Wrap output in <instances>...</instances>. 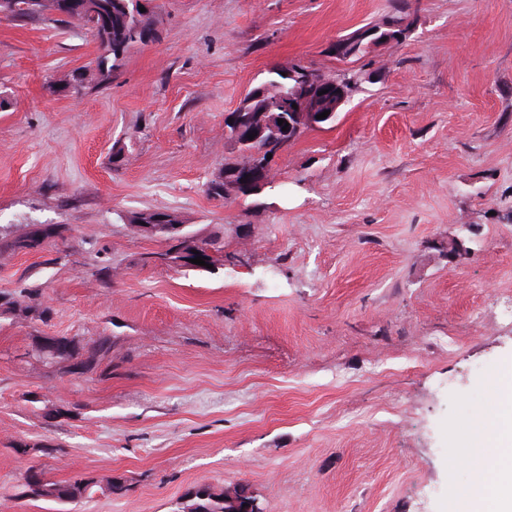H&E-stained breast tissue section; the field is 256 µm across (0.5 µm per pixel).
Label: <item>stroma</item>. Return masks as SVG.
I'll use <instances>...</instances> for the list:
<instances>
[{
  "label": "stroma",
  "instance_id": "stroma-1",
  "mask_svg": "<svg viewBox=\"0 0 512 512\" xmlns=\"http://www.w3.org/2000/svg\"><path fill=\"white\" fill-rule=\"evenodd\" d=\"M409 5L397 44L340 36ZM156 41L105 83L49 94L100 55L44 14L0 17V512L26 469L111 480L71 512H171L192 485L263 512H447L463 431L512 361V0H156ZM364 78L335 121L271 163L274 189L217 201L224 115L269 69ZM224 238L226 265L146 262L131 213ZM466 251L448 260L449 242ZM60 336L106 357L50 363ZM66 231L67 229L62 225H45L36 228L27 236L7 240L4 242L3 246L13 252L26 253L34 249L36 246L39 248L46 239L63 238V234Z\"/></svg>",
  "mask_w": 512,
  "mask_h": 512
}]
</instances>
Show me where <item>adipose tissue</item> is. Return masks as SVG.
I'll return each mask as SVG.
<instances>
[{
	"mask_svg": "<svg viewBox=\"0 0 512 512\" xmlns=\"http://www.w3.org/2000/svg\"><path fill=\"white\" fill-rule=\"evenodd\" d=\"M498 398L494 412L475 411L471 437L490 463L489 470L473 469L465 498H452L453 512H512V362L491 383ZM494 479H487V472Z\"/></svg>",
	"mask_w": 512,
	"mask_h": 512,
	"instance_id": "1",
	"label": "adipose tissue"
}]
</instances>
